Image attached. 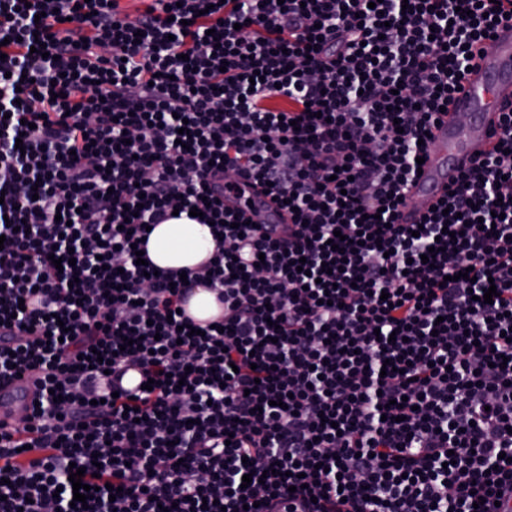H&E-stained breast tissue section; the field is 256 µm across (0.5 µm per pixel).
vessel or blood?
Returning a JSON list of instances; mask_svg holds the SVG:
<instances>
[{"mask_svg":"<svg viewBox=\"0 0 512 512\" xmlns=\"http://www.w3.org/2000/svg\"><path fill=\"white\" fill-rule=\"evenodd\" d=\"M512 101V26H499L483 48L478 67L469 72L462 90L448 105L431 131L421 175L409 185L397 220L417 223L421 215L445 194L460 172L476 155L491 153L500 135L501 109ZM227 208L244 214L257 224H283L270 198L252 187L240 186L226 194ZM37 395L35 375L28 374L0 392V426L11 427L15 416Z\"/></svg>","mask_w":512,"mask_h":512,"instance_id":"obj_1","label":"vessel or blood"}]
</instances>
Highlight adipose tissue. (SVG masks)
Listing matches in <instances>:
<instances>
[{
  "instance_id": "adipose-tissue-1",
  "label": "adipose tissue",
  "mask_w": 512,
  "mask_h": 512,
  "mask_svg": "<svg viewBox=\"0 0 512 512\" xmlns=\"http://www.w3.org/2000/svg\"><path fill=\"white\" fill-rule=\"evenodd\" d=\"M213 250L209 225L185 215L151 228L145 240L148 257L160 269L196 268L212 256Z\"/></svg>"
}]
</instances>
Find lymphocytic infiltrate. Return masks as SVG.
Segmentation results:
<instances>
[{"mask_svg":"<svg viewBox=\"0 0 512 512\" xmlns=\"http://www.w3.org/2000/svg\"><path fill=\"white\" fill-rule=\"evenodd\" d=\"M506 22L512 0H0V389L39 381L0 432V512L511 500L512 106L420 229L397 221ZM240 183L287 223L226 209ZM194 208L213 256L138 265ZM190 282L223 306L197 335Z\"/></svg>","mask_w":512,"mask_h":512,"instance_id":"1","label":"lymphocytic infiltrate"}]
</instances>
